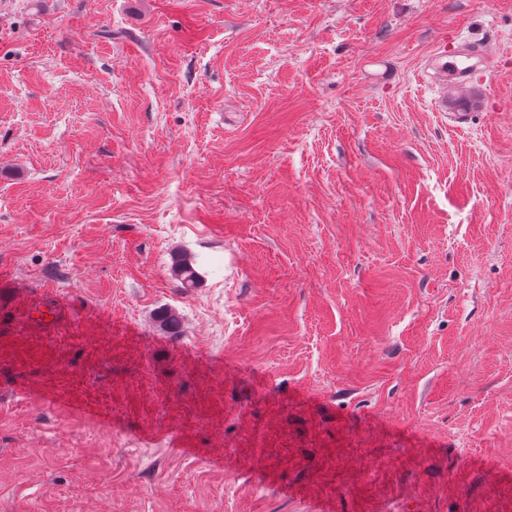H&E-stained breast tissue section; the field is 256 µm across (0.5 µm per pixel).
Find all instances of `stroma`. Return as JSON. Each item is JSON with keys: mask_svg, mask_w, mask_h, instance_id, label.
<instances>
[{"mask_svg": "<svg viewBox=\"0 0 512 512\" xmlns=\"http://www.w3.org/2000/svg\"><path fill=\"white\" fill-rule=\"evenodd\" d=\"M0 512H512V0H0ZM437 60L438 69L448 77L450 85L461 90L471 80V61L481 62L487 69L493 68L495 65L493 55L480 45L461 50L458 54L449 52L445 48ZM171 273L182 288H194L198 285V272L191 259L181 252H176L172 256Z\"/></svg>", "mask_w": 512, "mask_h": 512, "instance_id": "1", "label": "stroma"}]
</instances>
